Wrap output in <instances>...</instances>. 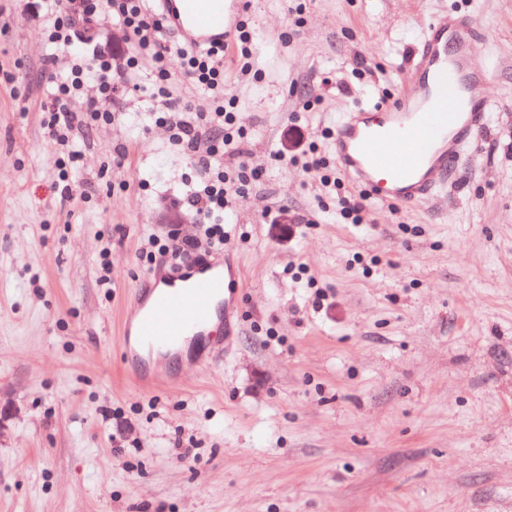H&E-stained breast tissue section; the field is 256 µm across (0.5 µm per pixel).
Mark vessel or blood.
<instances>
[{"instance_id": "obj_1", "label": "vessel or blood", "mask_w": 512, "mask_h": 512, "mask_svg": "<svg viewBox=\"0 0 512 512\" xmlns=\"http://www.w3.org/2000/svg\"><path fill=\"white\" fill-rule=\"evenodd\" d=\"M470 24L442 16L429 22L415 55L413 88L396 100L351 113L336 128L333 152L342 170L382 202H427L436 177L478 139L487 112L486 81L470 63ZM155 287L135 295L124 316V354L139 359L133 340L160 350L206 326L216 298L225 323L236 313L238 282L231 261L178 273L166 263L152 272Z\"/></svg>"}]
</instances>
